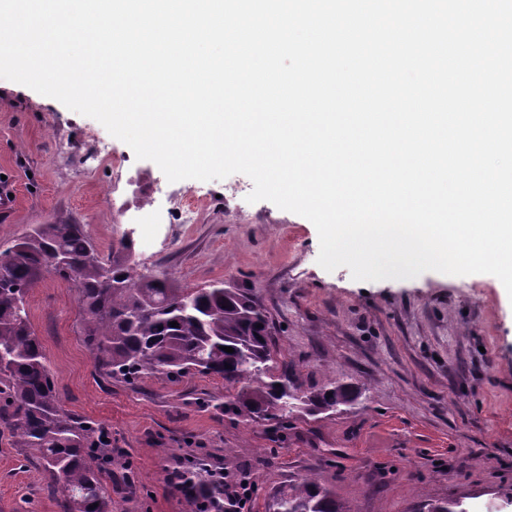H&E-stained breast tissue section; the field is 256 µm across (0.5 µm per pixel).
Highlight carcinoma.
I'll return each instance as SVG.
<instances>
[{
  "instance_id": "obj_1",
  "label": "carcinoma",
  "mask_w": 512,
  "mask_h": 512,
  "mask_svg": "<svg viewBox=\"0 0 512 512\" xmlns=\"http://www.w3.org/2000/svg\"><path fill=\"white\" fill-rule=\"evenodd\" d=\"M66 256L67 268L53 256ZM0 395L15 445L33 450L59 484L62 512H112L99 479L102 436L61 407L41 343L31 330L27 294L43 275L75 282L86 315L87 336L102 366L115 376L141 373L214 375L238 388L224 413L246 423H278L290 417L318 419L347 413L361 392L329 382L303 391L298 379L277 373V349L265 310L244 288L222 282L184 288L164 273L136 277L132 244L122 242L104 261L79 224H37L0 253ZM178 326L173 327L170 322ZM227 346L234 349L228 353ZM230 368H225V365ZM331 397H326L327 393ZM183 512L208 508L235 512L222 474L193 460L174 474ZM266 512H351L319 479L303 476L278 489ZM419 512H466L446 499L425 501Z\"/></svg>"
}]
</instances>
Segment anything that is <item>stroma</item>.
<instances>
[{"label":"stroma","mask_w":512,"mask_h":512,"mask_svg":"<svg viewBox=\"0 0 512 512\" xmlns=\"http://www.w3.org/2000/svg\"><path fill=\"white\" fill-rule=\"evenodd\" d=\"M93 135L108 149L90 168L83 154ZM117 159L171 195L197 190V222L127 223L131 191L104 194ZM0 176L18 200L0 212V251L35 224L83 225L106 260L131 239L138 273L248 289L268 313L279 362H293L305 386L337 379L363 392L360 410L275 427L226 416L217 376L110 375L86 340L73 281L46 275L27 296L31 328L63 409L109 438L100 481L112 512H183L172 473L189 457L227 473L249 467L248 512H265L268 496L302 475L332 485L352 512H414L424 495L462 501L467 512L512 500V297L497 277L428 271L367 282L345 267L325 271L315 226L247 202L248 176L233 175V197L220 179L167 182L97 120L5 79ZM60 498L0 420V512H60Z\"/></svg>","instance_id":"stroma-1"}]
</instances>
